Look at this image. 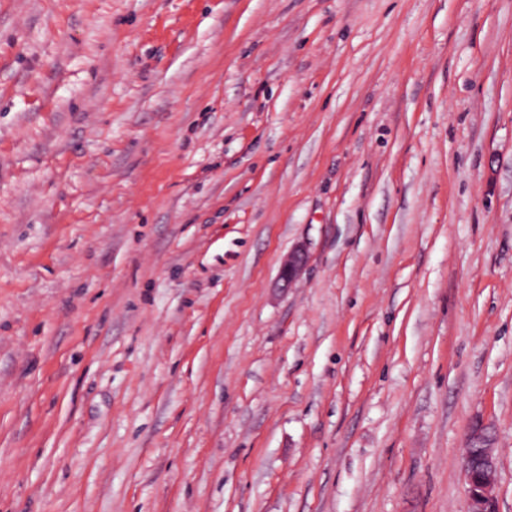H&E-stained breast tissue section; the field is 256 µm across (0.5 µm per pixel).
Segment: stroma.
Masks as SVG:
<instances>
[{
	"label": "stroma",
	"instance_id": "stroma-1",
	"mask_svg": "<svg viewBox=\"0 0 512 512\" xmlns=\"http://www.w3.org/2000/svg\"><path fill=\"white\" fill-rule=\"evenodd\" d=\"M478 422L512 512V0H0V512H470ZM307 264V254L304 249H297L288 256L280 273V287L288 288Z\"/></svg>",
	"mask_w": 512,
	"mask_h": 512
}]
</instances>
